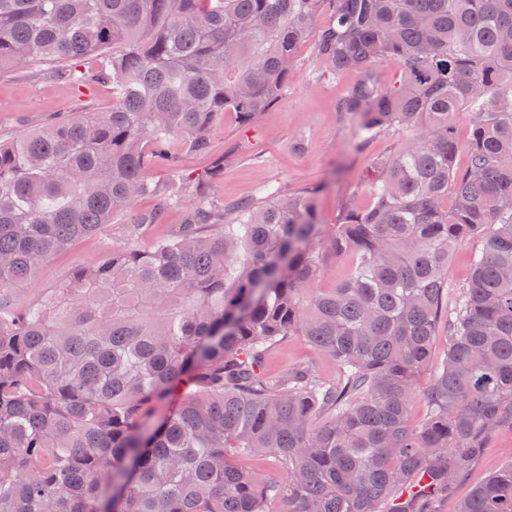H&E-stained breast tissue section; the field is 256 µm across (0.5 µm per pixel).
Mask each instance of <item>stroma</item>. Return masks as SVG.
Returning a JSON list of instances; mask_svg holds the SVG:
<instances>
[{
    "label": "stroma",
    "instance_id": "35a3bbf8",
    "mask_svg": "<svg viewBox=\"0 0 512 512\" xmlns=\"http://www.w3.org/2000/svg\"><path fill=\"white\" fill-rule=\"evenodd\" d=\"M353 81L350 72L337 78L322 75L312 46H305L296 74L278 101L249 125L241 124L236 113H224L211 129L210 154L183 153L180 173L194 176L220 166L212 192L227 201L253 198L271 182L280 184L287 194L305 186L319 187L317 211L324 224L336 223L344 201L367 209L372 162L390 154L394 139L382 135L360 152L352 151L356 128L337 112L336 103ZM111 103L112 90L104 85L81 92L51 79L6 72L0 74V134L17 135L37 128L48 116L79 108L98 112ZM123 224V217H115L98 234L60 253L38 272L29 289L21 292V300H35L57 287L79 265L102 261L109 246L123 243ZM509 462L511 424L487 440L483 454L441 502L440 512H457L475 486Z\"/></svg>",
    "mask_w": 512,
    "mask_h": 512
}]
</instances>
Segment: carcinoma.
<instances>
[{
	"label": "carcinoma",
	"instance_id": "1",
	"mask_svg": "<svg viewBox=\"0 0 512 512\" xmlns=\"http://www.w3.org/2000/svg\"><path fill=\"white\" fill-rule=\"evenodd\" d=\"M310 40L327 73H355L336 105L353 149L395 138L372 205L322 224L313 187L226 202L220 164L180 175L220 115L252 122L277 101ZM5 68L110 84L112 105L0 140V512H435L512 421V0H0ZM171 206L183 223L140 244ZM124 213L125 246L17 301ZM480 232L450 313L448 258ZM345 253L346 276L319 287ZM290 336L338 378L314 360L269 374ZM458 512H512V463ZM455 134L460 150L455 158V168L462 172L468 165L467 144L471 134V114L467 107L460 108L454 116Z\"/></svg>",
	"mask_w": 512,
	"mask_h": 512
}]
</instances>
